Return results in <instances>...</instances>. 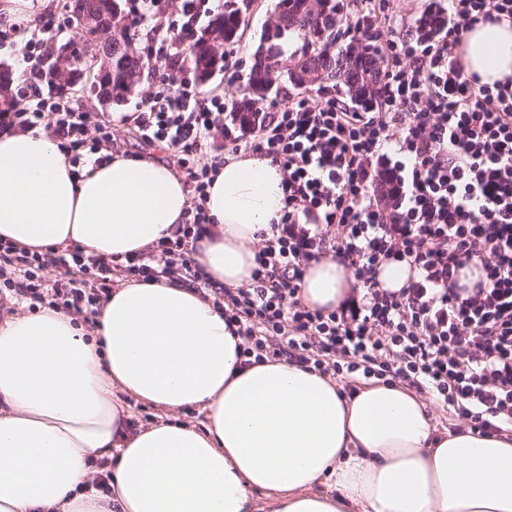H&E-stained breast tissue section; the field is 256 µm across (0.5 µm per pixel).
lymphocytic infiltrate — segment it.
I'll list each match as a JSON object with an SVG mask.
<instances>
[{"label": "lymphocytic infiltrate", "mask_w": 512, "mask_h": 512, "mask_svg": "<svg viewBox=\"0 0 512 512\" xmlns=\"http://www.w3.org/2000/svg\"><path fill=\"white\" fill-rule=\"evenodd\" d=\"M153 5L138 0L135 21L157 36L165 69L159 91L137 103L134 122L145 142L167 144L183 170L189 222L121 263L77 245L66 256L0 241V287L81 315L98 313L120 269L188 284L237 324L243 357L282 358L347 384L356 374L399 382L432 395L474 434L512 433V78L480 83L457 53L470 26L512 20V0H448V22L429 39L391 18L364 16L356 32L383 45L387 59L381 111L292 98L263 113L259 140L232 141V152L279 163L285 193L279 224L255 252L250 284L232 291L212 286L192 255L195 241L212 232L204 200L216 167L204 150L224 130V103L198 100L179 84L182 52L163 38L167 24ZM17 46L29 104L1 112L0 127L50 129L73 154L111 150L99 114L39 94V33L1 22L0 51ZM326 256L360 283L328 314L299 297L307 266ZM388 260L412 270L396 292L376 279ZM474 261L476 281L461 284V269ZM49 267L59 276L46 285L39 272Z\"/></svg>", "instance_id": "lymphocytic-infiltrate-1"}]
</instances>
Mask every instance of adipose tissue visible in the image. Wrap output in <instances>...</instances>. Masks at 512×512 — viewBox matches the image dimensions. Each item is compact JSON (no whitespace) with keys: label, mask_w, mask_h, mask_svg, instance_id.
<instances>
[{"label":"adipose tissue","mask_w":512,"mask_h":512,"mask_svg":"<svg viewBox=\"0 0 512 512\" xmlns=\"http://www.w3.org/2000/svg\"><path fill=\"white\" fill-rule=\"evenodd\" d=\"M458 52L481 83L512 77V22L477 23ZM272 158L227 154L194 257L211 281L249 283L253 246L284 212ZM190 206L161 158L73 165L48 131H0V239L31 252L80 245L112 258L173 235ZM356 280L311 262L300 297L330 312ZM223 311L167 279L115 288L93 331L52 307L0 323V512H512V435L437 431L402 385L345 394L285 360L244 364ZM204 429L131 431L122 395ZM105 463L110 493L88 487ZM328 490H318L321 479Z\"/></svg>","instance_id":"adipose-tissue-1"}]
</instances>
